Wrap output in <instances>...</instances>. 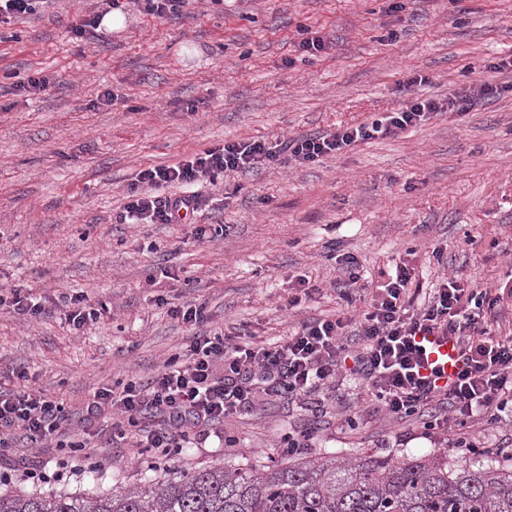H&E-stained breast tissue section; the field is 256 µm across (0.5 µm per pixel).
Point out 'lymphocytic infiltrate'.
Wrapping results in <instances>:
<instances>
[{
  "instance_id": "lymphocytic-infiltrate-1",
  "label": "lymphocytic infiltrate",
  "mask_w": 512,
  "mask_h": 512,
  "mask_svg": "<svg viewBox=\"0 0 512 512\" xmlns=\"http://www.w3.org/2000/svg\"><path fill=\"white\" fill-rule=\"evenodd\" d=\"M428 81L422 73H410L404 84L406 96L398 107L368 122L292 138L231 140L171 165L141 169L121 220L178 224L184 213L198 209L189 185L213 183L274 164L312 165L362 143L397 137L438 114L470 111L512 90L508 82L484 81L444 98L416 94V87ZM173 184L185 186V193L165 194V187ZM411 285V268L397 264L394 274L372 286L361 315L342 313L302 323L280 343L233 344L220 333H196L183 354L165 361L147 380L95 391L85 405L80 429L71 435L64 428L63 402L26 388L28 374L18 371L21 388L0 393V447H12L21 438L33 448L52 441L75 453L91 447L92 429L103 414H111L118 429L152 415L160 424L141 445L157 459L168 460L189 435H203L258 396L285 392L304 399L342 374L357 377L389 414L401 419L438 405L439 413L424 425L430 434L452 422L463 426L477 418L498 419L512 413V335L497 330L503 294L496 288L478 289L459 278L445 277L428 302L418 306ZM0 308L33 318L56 309L78 330L102 315L80 296L60 295L48 307L19 286H0ZM431 333L454 340L463 360L456 378L442 385L421 373L417 338Z\"/></svg>"
}]
</instances>
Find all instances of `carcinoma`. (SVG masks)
Returning a JSON list of instances; mask_svg holds the SVG:
<instances>
[{
    "instance_id": "cac0c4a2",
    "label": "carcinoma",
    "mask_w": 512,
    "mask_h": 512,
    "mask_svg": "<svg viewBox=\"0 0 512 512\" xmlns=\"http://www.w3.org/2000/svg\"><path fill=\"white\" fill-rule=\"evenodd\" d=\"M0 512H512V468L455 473L439 455L355 463L314 458L262 468L214 464L95 497L0 492Z\"/></svg>"
}]
</instances>
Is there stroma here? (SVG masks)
<instances>
[{
	"label": "stroma",
	"mask_w": 512,
	"mask_h": 512,
	"mask_svg": "<svg viewBox=\"0 0 512 512\" xmlns=\"http://www.w3.org/2000/svg\"><path fill=\"white\" fill-rule=\"evenodd\" d=\"M83 6L58 0L0 28V284L49 300L77 294L108 311L80 335L57 313L0 312L1 390L16 389L14 371L26 370L29 388L64 402L76 431L99 387L147 379L189 343L171 307L205 304L204 334L277 342L347 311L335 260L343 253L376 283L400 261L423 293L445 274L512 289L507 93L316 164L239 174L229 197L223 184L194 185L200 206L184 224L119 221L140 169L226 140L364 122L397 106L413 71L429 75L420 92L434 97L487 79L489 62L512 52V0H224L220 12L190 0L175 19L128 7L123 29L88 43L69 31ZM309 31L332 48L304 61L297 45ZM37 71L51 77L46 91L17 90ZM107 90L118 105L99 104ZM200 224L228 231L199 240ZM299 276L319 292L294 312L288 292ZM423 423L387 415L341 377L307 404L258 398L168 461L152 462L109 428L64 469L60 449L16 442L0 450V476L31 490L16 470L23 462L50 474L48 489L107 494L177 467L269 465L290 433L310 435L304 459L442 454L456 470L512 462L510 421L452 425L436 437L423 435ZM459 437L466 447H455Z\"/></svg>",
	"instance_id": "stroma-1"
}]
</instances>
